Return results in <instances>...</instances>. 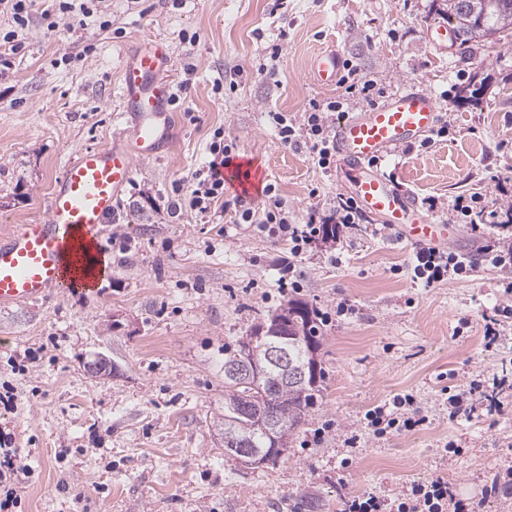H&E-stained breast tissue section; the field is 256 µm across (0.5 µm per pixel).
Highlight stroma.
<instances>
[{"label": "stroma", "mask_w": 512, "mask_h": 512, "mask_svg": "<svg viewBox=\"0 0 512 512\" xmlns=\"http://www.w3.org/2000/svg\"><path fill=\"white\" fill-rule=\"evenodd\" d=\"M104 17L55 30L34 17L25 53L0 76V226L47 215L51 187L78 151L132 130L120 83L123 55L163 40L174 64L171 144L136 161L103 244L110 273L94 293L0 305V439L11 437L28 472L23 512H342L348 498L409 494L443 478L479 512H512V317L496 268L476 259L467 277L425 288L412 246L373 232L367 219L336 240L317 238L297 258L299 288L280 286L287 241L227 208L185 209L176 187L201 167L215 129L252 158L288 208L334 214L345 177L308 147L284 145L267 121L285 112L303 126L311 102L340 86L308 78L319 49L338 47L386 95L433 93L454 134L380 160L422 210L450 217L474 247L512 236V33L467 53L428 38L434 0H104ZM109 29H100L101 19ZM70 63L56 65L62 55ZM478 100H462L463 89ZM327 313L323 390L287 455L257 468L224 460V351L289 300ZM347 304L349 314L336 307ZM504 336L487 346L484 326ZM106 356L112 376L92 375ZM505 384L493 414L448 417V391L476 375ZM413 395L420 430L376 437L365 415ZM356 437V448L344 441Z\"/></svg>", "instance_id": "35a3bbf8"}]
</instances>
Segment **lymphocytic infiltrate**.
<instances>
[{"label":"lymphocytic infiltrate","instance_id":"f902f5d3","mask_svg":"<svg viewBox=\"0 0 512 512\" xmlns=\"http://www.w3.org/2000/svg\"><path fill=\"white\" fill-rule=\"evenodd\" d=\"M37 0H0V14H9L11 30L0 35V43L6 49L0 53V66L11 67V57L24 48L22 35L28 28L34 15L49 19L51 13L69 16L77 25H84L93 8L84 0H53V11H37ZM344 96L324 103L315 101L310 105L306 117L305 137H298L291 118L283 112H268L267 117L280 137L282 143L300 147L308 145L313 159L321 168H329L336 161V147L329 132V120L332 114H345L356 99L374 103L384 91L377 83L360 77L357 69H349L343 76ZM234 147L226 143L223 130H215L209 144V159L192 177V184L183 202L190 210L205 213L224 198V166L233 156ZM245 223L256 225L259 232L272 238L288 240L293 257H300L307 245L321 229L317 224V215H309L306 223L293 224L288 220L285 203L277 197H269L262 209L245 208L242 212ZM468 272L467 261L454 252L428 247L415 254L413 266L414 278L424 286L430 287L448 278L462 276ZM410 396H396L391 402L376 406L368 418L376 434L383 435L390 430L411 431L426 423V416L413 413L406 414V406L412 405ZM345 512H476L463 500L457 499L447 482L437 478L425 484L414 485L409 497L390 502L374 494L367 493L346 503Z\"/></svg>","mask_w":512,"mask_h":512}]
</instances>
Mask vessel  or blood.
<instances>
[{
	"label": "vessel or blood",
	"mask_w": 512,
	"mask_h": 512,
	"mask_svg": "<svg viewBox=\"0 0 512 512\" xmlns=\"http://www.w3.org/2000/svg\"><path fill=\"white\" fill-rule=\"evenodd\" d=\"M343 63L336 48L320 51L311 59L309 77L322 87L335 85ZM120 73L125 107L134 119L130 139L81 150L55 182L45 221L0 231V305L36 302L55 290L93 292L105 277L107 219L132 179L135 160L156 156L170 139L172 123V63L163 42L143 41ZM438 122L431 92L401 89L381 104L337 119L336 162L362 210L394 230L399 241L469 253L473 247L460 229L425 214L409 191L373 166L432 133ZM224 179L254 191L264 183L262 171L240 157L225 166Z\"/></svg>",
	"instance_id": "1"
}]
</instances>
